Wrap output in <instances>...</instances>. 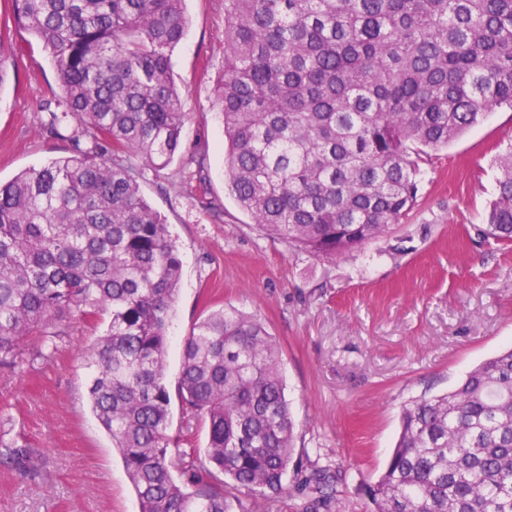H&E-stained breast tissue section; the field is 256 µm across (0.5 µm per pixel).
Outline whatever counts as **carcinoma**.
Masks as SVG:
<instances>
[{
  "label": "carcinoma",
  "mask_w": 512,
  "mask_h": 512,
  "mask_svg": "<svg viewBox=\"0 0 512 512\" xmlns=\"http://www.w3.org/2000/svg\"><path fill=\"white\" fill-rule=\"evenodd\" d=\"M56 68L45 130L73 155L0 184V366L34 336L56 351L69 315L108 316L83 350L89 401L122 458L139 512H229L288 495L294 423L263 323L220 309L166 380L181 264L141 170L182 153L170 52L185 0H10ZM225 185L260 231L324 261L390 232L417 205L420 164L498 108L512 110V0H224L215 87ZM478 235L512 241V147ZM178 401L208 426L204 457L174 448ZM0 462L35 472L25 444ZM301 490L333 498L330 473ZM370 512H512V349L402 412L387 466L361 488Z\"/></svg>",
  "instance_id": "cac0c4a2"
}]
</instances>
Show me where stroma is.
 <instances>
[{"mask_svg":"<svg viewBox=\"0 0 512 512\" xmlns=\"http://www.w3.org/2000/svg\"><path fill=\"white\" fill-rule=\"evenodd\" d=\"M186 11L187 35L171 62L187 114L183 143L206 153V179H185L177 160L140 180L182 262L167 381L176 383L184 338L207 311L258 318L279 350L294 461L331 466L332 512H367L359 489L383 472L403 407L448 391L512 347V243L476 233L496 195L493 161L512 143V111L491 112L423 164L418 205L390 233L321 261L261 232L228 193L224 128L212 107L224 66V0H186ZM31 40L9 0H0L11 72L0 94L2 183L72 153L42 126L58 86L50 57ZM213 201L221 212L210 210ZM106 325L70 316L52 357L0 368V436L42 459L30 476L0 465V512H138L120 455L87 399L81 348Z\"/></svg>","mask_w":512,"mask_h":512,"instance_id":"stroma-1","label":"stroma"}]
</instances>
